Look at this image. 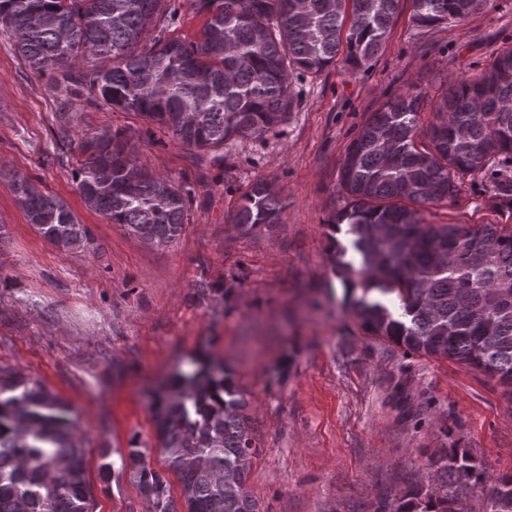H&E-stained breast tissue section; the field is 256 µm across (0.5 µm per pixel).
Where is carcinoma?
<instances>
[{"label": "carcinoma", "instance_id": "1", "mask_svg": "<svg viewBox=\"0 0 512 512\" xmlns=\"http://www.w3.org/2000/svg\"><path fill=\"white\" fill-rule=\"evenodd\" d=\"M163 0H0V28L28 68L50 75L63 96H85L136 112L188 147L216 149L232 137L261 139L291 107L290 73L316 74L338 55L366 66L386 41L401 0H190L206 17L194 40L167 35ZM489 0H412L420 26L462 21ZM154 34L151 44L145 38ZM422 97L386 101L351 142L340 184L351 206L333 216V265L363 328L406 354L452 359L512 392V226L427 224L422 209L453 194L458 174L512 160V50L466 78L421 129ZM119 132L85 141L73 174L85 207L143 243L170 246L182 233L188 198L137 164ZM29 223L68 252L94 244L61 198L14 180ZM235 228L249 235L281 222L274 188L243 196ZM247 401L224 369L206 364L174 376L153 417L164 466L180 483L128 450L148 512H261L248 484L261 442ZM66 405L42 383L0 369V512H93L83 449ZM434 480L407 489L392 509L458 512L451 488L491 484L489 512H512V474L489 476L464 448H439Z\"/></svg>", "mask_w": 512, "mask_h": 512}]
</instances>
